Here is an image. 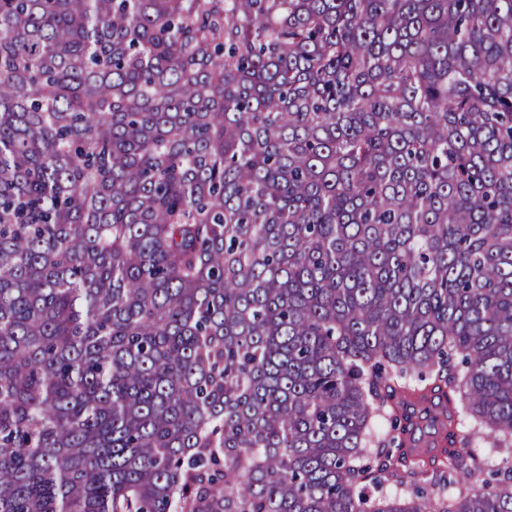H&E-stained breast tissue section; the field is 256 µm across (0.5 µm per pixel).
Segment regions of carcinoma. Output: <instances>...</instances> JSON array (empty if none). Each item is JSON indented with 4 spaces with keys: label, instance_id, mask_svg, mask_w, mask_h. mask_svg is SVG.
Segmentation results:
<instances>
[{
    "label": "carcinoma",
    "instance_id": "carcinoma-1",
    "mask_svg": "<svg viewBox=\"0 0 512 512\" xmlns=\"http://www.w3.org/2000/svg\"><path fill=\"white\" fill-rule=\"evenodd\" d=\"M476 440L512 0H0V512H512Z\"/></svg>",
    "mask_w": 512,
    "mask_h": 512
}]
</instances>
